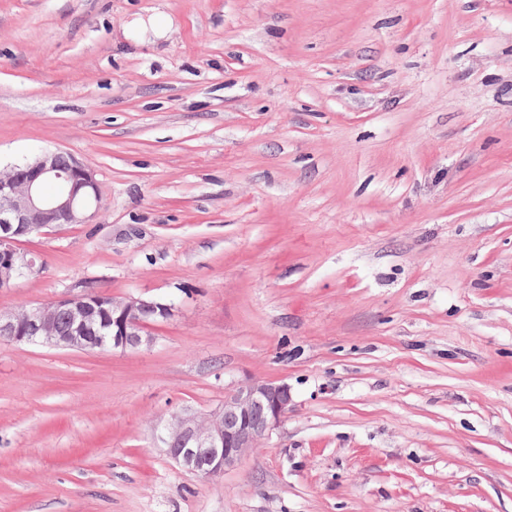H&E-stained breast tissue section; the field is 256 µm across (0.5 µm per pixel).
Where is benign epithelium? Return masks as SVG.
Masks as SVG:
<instances>
[{
  "mask_svg": "<svg viewBox=\"0 0 512 512\" xmlns=\"http://www.w3.org/2000/svg\"><path fill=\"white\" fill-rule=\"evenodd\" d=\"M48 180L60 187L53 196L42 191ZM99 201L94 172L70 153L40 151L33 159L1 172L0 288L42 270L38 255L19 248L21 239L54 226L83 224L90 218V210H99ZM58 310L71 317L72 328L67 334L56 329ZM146 314L168 319L173 305L84 290L15 313H0V337L82 351L149 348L154 338L146 331ZM292 406L288 384L253 380L224 395L222 407L204 419L189 410L175 416L162 428L161 442L177 465L215 480L240 463L283 421Z\"/></svg>",
  "mask_w": 512,
  "mask_h": 512,
  "instance_id": "benign-epithelium-1",
  "label": "benign epithelium"
}]
</instances>
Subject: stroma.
<instances>
[{"label":"stroma","mask_w":512,"mask_h":512,"mask_svg":"<svg viewBox=\"0 0 512 512\" xmlns=\"http://www.w3.org/2000/svg\"><path fill=\"white\" fill-rule=\"evenodd\" d=\"M36 147L101 208L0 310L174 314L0 340V512H512V0H0V172ZM250 379L294 408L240 464L165 455ZM92 291L65 294L15 313H0L1 339L82 351L104 347L120 351L148 348L154 338L147 333L143 316L152 314L168 319L173 315V305L169 303ZM58 310L66 311L71 317L72 328L68 334L60 333L68 332L70 319L60 312L54 318Z\"/></svg>","instance_id":"1"}]
</instances>
